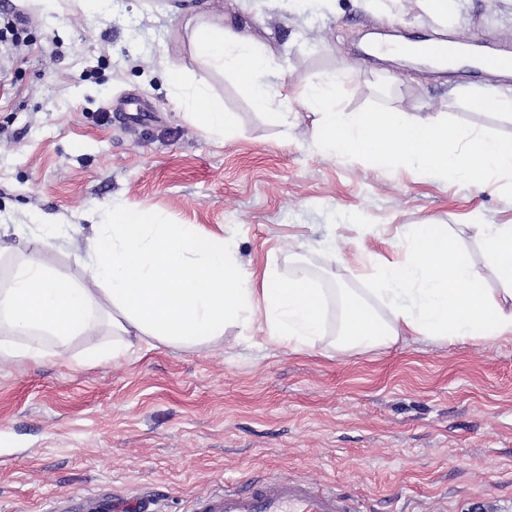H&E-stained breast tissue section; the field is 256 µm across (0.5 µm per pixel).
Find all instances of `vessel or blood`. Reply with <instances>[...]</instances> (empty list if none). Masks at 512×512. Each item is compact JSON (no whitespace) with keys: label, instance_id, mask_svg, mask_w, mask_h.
Returning a JSON list of instances; mask_svg holds the SVG:
<instances>
[{"label":"vessel or blood","instance_id":"1","mask_svg":"<svg viewBox=\"0 0 512 512\" xmlns=\"http://www.w3.org/2000/svg\"><path fill=\"white\" fill-rule=\"evenodd\" d=\"M196 512H367L363 502L304 479H249L198 496Z\"/></svg>","mask_w":512,"mask_h":512}]
</instances>
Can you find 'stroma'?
<instances>
[{
    "mask_svg": "<svg viewBox=\"0 0 512 512\" xmlns=\"http://www.w3.org/2000/svg\"><path fill=\"white\" fill-rule=\"evenodd\" d=\"M24 22L0 40V225L42 234L63 224L42 261L70 281L89 225L112 207L148 210L230 239L249 270L306 275L365 294L374 265L398 257L407 226H447L448 241L502 285L466 229L512 224V181L482 191L373 159L336 156L315 117L287 123L254 108L247 87L202 65L189 18L223 20L274 61L273 86L350 69L347 112L439 114L464 131L512 138V118L475 107L498 76L434 70L371 55L368 41L445 37L464 50L512 51V0H458L442 25L421 0H11ZM179 66L234 113L206 137L170 101ZM149 116L123 119L128 96ZM340 308L306 352L263 319L226 323L222 339L108 360L112 339L78 340L80 367L0 361V512H194L197 497L254 475L300 478L365 501L369 512H503L512 506V339L402 338L337 345Z\"/></svg>",
    "mask_w": 512,
    "mask_h": 512,
    "instance_id": "35a3bbf8",
    "label": "stroma"
}]
</instances>
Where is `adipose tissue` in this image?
<instances>
[{
    "instance_id": "ef3b65f1",
    "label": "adipose tissue",
    "mask_w": 512,
    "mask_h": 512,
    "mask_svg": "<svg viewBox=\"0 0 512 512\" xmlns=\"http://www.w3.org/2000/svg\"><path fill=\"white\" fill-rule=\"evenodd\" d=\"M191 43L201 63L248 81L256 109L275 114L287 103V95L272 90L268 58L253 38L198 17ZM168 78L173 105L187 107L202 132L221 138L233 131V114L203 88L188 87L182 69L170 66ZM297 95L316 114L323 143L341 157L372 158L482 188L512 178L511 138L463 132L433 114L346 112L336 104L332 79L306 80ZM469 230L487 252L502 294L484 288L482 271L449 245L447 226L416 224L402 259L376 270L381 308L340 293L338 345L375 348L404 336L512 338V224L476 222ZM45 244L42 237L29 241L0 285L1 360L74 366L81 362L74 343L90 336L111 337L116 357L145 345H198L223 337L226 322L256 315L270 337L297 351L324 334L328 289L306 275L244 271L230 240L192 224L112 208L85 238L76 282L40 260Z\"/></svg>"
}]
</instances>
